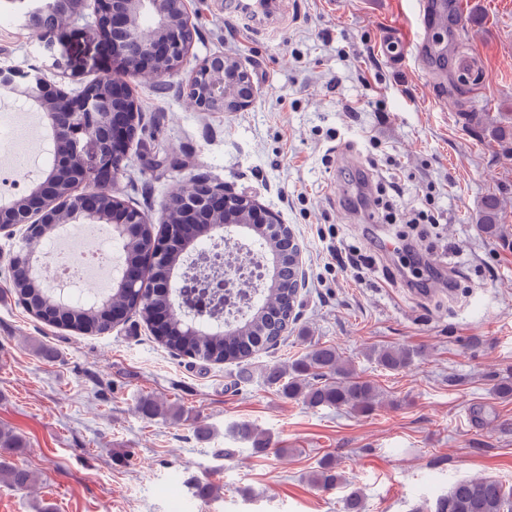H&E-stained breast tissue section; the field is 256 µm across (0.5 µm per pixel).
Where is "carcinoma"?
Here are the masks:
<instances>
[{
	"mask_svg": "<svg viewBox=\"0 0 512 512\" xmlns=\"http://www.w3.org/2000/svg\"><path fill=\"white\" fill-rule=\"evenodd\" d=\"M491 137L501 144L502 150L512 153V121L498 123L484 128ZM500 202L495 196L484 199L479 224L484 232H497ZM285 261L279 270V283L266 288H252L241 292L244 303L234 312H226L224 321L217 323L211 319L196 324L178 317L168 335L157 341L188 357H199L206 361L224 363L226 361L247 362L263 349L277 343L288 332V309L297 301L288 288L295 278V267L291 261L292 249L288 238L277 242ZM254 258L262 259L271 250V242L260 235L241 244ZM123 252L135 259L144 256L148 249V238L128 239L122 243ZM16 295L26 293L36 306H47L56 313L74 320L75 327L91 332L106 329L100 316V308L87 311L80 305H73L64 298H55L43 288L14 289ZM112 300L122 302L149 322L153 311L171 302V295L164 288H114ZM367 357L388 371H399L409 367L416 353L407 348H378L371 350ZM267 384L276 388L287 399H298L311 408L345 407L351 411L365 413L371 411L379 398L377 387L360 379L351 365L343 359L331 345L312 347L301 358L289 366L272 365L265 369ZM236 434L252 444V450L263 453L269 449L270 440L248 422L235 427ZM0 477L10 485L25 488L32 484V473L0 458ZM341 480L336 470V461L327 459L312 478L314 486L323 490L335 487ZM436 512H512V488L502 481L490 477L465 479L455 482L448 495L441 498Z\"/></svg>",
	"mask_w": 512,
	"mask_h": 512,
	"instance_id": "cac0c4a2",
	"label": "carcinoma"
}]
</instances>
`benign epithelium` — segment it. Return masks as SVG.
I'll return each mask as SVG.
<instances>
[{"mask_svg": "<svg viewBox=\"0 0 512 512\" xmlns=\"http://www.w3.org/2000/svg\"><path fill=\"white\" fill-rule=\"evenodd\" d=\"M85 0H50L45 9L32 14L30 23L53 31L57 22L77 15ZM98 24L93 38L105 43L114 67L99 84H90L72 95L41 81L20 89L15 71L0 70V89L24 91L43 112L51 131L53 162L28 190L0 205V231L22 230L24 246L11 261L15 288H43V280L17 281L21 269L39 265L34 245L49 233L68 224H101L112 236H138L150 224L147 216L101 189L114 181L122 168L130 143L138 135L140 117L130 94L129 80L144 74L165 76L177 71L188 53L193 33L186 16L185 0H96ZM150 15L153 24L142 19ZM188 94L206 112H236L255 97L247 71L235 59L222 54L202 60L189 78ZM84 191H79V188ZM162 223L166 228L153 237L149 261L166 269L153 282L166 288L173 276L171 258L194 253L203 236L217 230L232 232L247 227L269 237L278 236L286 225L278 214L261 208L256 200L225 185L199 179L193 187L169 198ZM148 261L123 260L118 287L135 288L145 282ZM177 291L172 311L151 320L157 336L167 335L172 312L195 323L204 315L217 317L227 303L220 298L212 312L195 308Z\"/></svg>", "mask_w": 512, "mask_h": 512, "instance_id": "obj_1", "label": "benign epithelium"}]
</instances>
